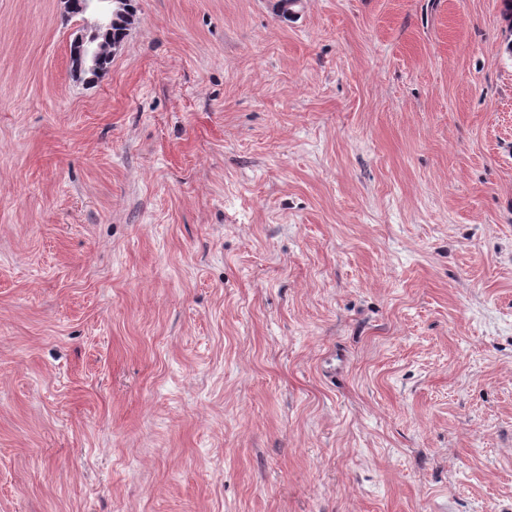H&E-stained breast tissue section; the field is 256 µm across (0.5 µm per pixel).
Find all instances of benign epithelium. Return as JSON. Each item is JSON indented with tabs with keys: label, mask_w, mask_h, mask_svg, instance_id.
<instances>
[{
	"label": "benign epithelium",
	"mask_w": 512,
	"mask_h": 512,
	"mask_svg": "<svg viewBox=\"0 0 512 512\" xmlns=\"http://www.w3.org/2000/svg\"><path fill=\"white\" fill-rule=\"evenodd\" d=\"M65 4L69 13L82 16L92 13L96 16L93 32L74 40L71 59L77 72L97 76L107 69L102 52L103 42H111L114 49L121 44V40L112 37V24L119 15L132 13L129 0H65Z\"/></svg>",
	"instance_id": "7a95c632"
}]
</instances>
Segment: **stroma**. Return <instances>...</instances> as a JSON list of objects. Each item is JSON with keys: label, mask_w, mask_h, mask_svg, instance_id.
Wrapping results in <instances>:
<instances>
[{"label": "stroma", "mask_w": 512, "mask_h": 512, "mask_svg": "<svg viewBox=\"0 0 512 512\" xmlns=\"http://www.w3.org/2000/svg\"><path fill=\"white\" fill-rule=\"evenodd\" d=\"M501 0H0V512H512ZM68 13L76 12L78 15L92 13L96 16L94 30L89 36L76 37L71 48V59L75 70L79 73H90L97 76L108 66L104 63L102 45L105 41L112 44V54L121 44L117 37L127 36L131 20L122 19L123 25L112 27L120 14H134L129 6V0H65ZM112 28L115 37H112ZM102 39V40H101Z\"/></svg>", "instance_id": "obj_1"}]
</instances>
